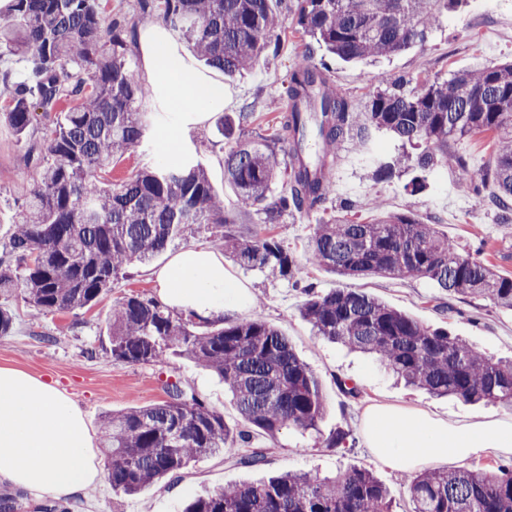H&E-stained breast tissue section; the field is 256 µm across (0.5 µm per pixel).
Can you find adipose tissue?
Masks as SVG:
<instances>
[{"mask_svg":"<svg viewBox=\"0 0 512 512\" xmlns=\"http://www.w3.org/2000/svg\"><path fill=\"white\" fill-rule=\"evenodd\" d=\"M138 49L143 76L175 116L160 126L165 150L224 109V77L199 70L160 24ZM156 280L162 302L177 312L220 318L244 308L248 287L205 247L177 253ZM362 437L388 467L414 472L449 458L512 454V418L449 421L424 410L376 403L365 408ZM93 439L81 410L61 391L24 372L0 368V482L34 497H71L99 483Z\"/></svg>","mask_w":512,"mask_h":512,"instance_id":"obj_1","label":"adipose tissue"}]
</instances>
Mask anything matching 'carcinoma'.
Returning a JSON list of instances; mask_svg holds the SVG:
<instances>
[{
	"label": "carcinoma",
	"mask_w": 512,
	"mask_h": 512,
	"mask_svg": "<svg viewBox=\"0 0 512 512\" xmlns=\"http://www.w3.org/2000/svg\"><path fill=\"white\" fill-rule=\"evenodd\" d=\"M458 0H297L304 35L346 61L390 57L424 46L442 11ZM161 12L166 25L192 44L197 56L227 76L244 71L270 47L278 26L272 0H137L132 17H114L98 0H12L0 15V56L27 63L0 116L23 137L33 114L63 101L75 106L50 128L44 154L34 159L33 198L0 256V292L18 293L40 314L91 307L130 264L148 261L192 224H209L212 243L247 269L286 278L294 260L272 236L241 235L224 211L201 162L188 155L110 184L98 172L140 145L148 129L141 104L152 92L128 59L140 19ZM362 114L327 81L308 56L296 63L288 111L278 132L251 141L234 138L253 112L225 115L224 180L240 209L277 224L290 211H317L329 200V171L341 144L358 127L392 132L416 153L375 171L423 173L435 166L465 169L448 142L490 132L496 194L478 200L512 222V62L427 79L405 88L383 82ZM288 166L280 168V154ZM286 192L275 196L279 177ZM365 221L335 214L315 225L307 242L311 264L343 276L422 277L448 295L483 298L512 310V277L442 237L435 221L411 212L392 214L378 200ZM300 316L315 336L375 357L396 378L437 396L493 405L512 412V359H495L446 330L366 294L344 288L304 289ZM112 357L127 364H164L184 357L213 372L232 393L243 427L180 384L165 385L164 400L108 414L102 448L112 490L127 495L176 476L201 458L246 449L240 461L264 465L252 433L270 439L285 429L318 431L324 400L312 369L287 336L259 319L212 323L175 314L154 298L129 295L112 303L108 323ZM412 512H512V465L425 469L406 476ZM0 512H25L20 495L0 491ZM184 512H394L388 488L372 471L350 468L334 476L285 472L223 487L187 504Z\"/></svg>",
	"instance_id": "1"
}]
</instances>
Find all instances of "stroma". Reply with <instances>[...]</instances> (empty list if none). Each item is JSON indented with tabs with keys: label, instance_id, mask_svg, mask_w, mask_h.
I'll use <instances>...</instances> for the list:
<instances>
[{
	"label": "stroma",
	"instance_id": "1",
	"mask_svg": "<svg viewBox=\"0 0 512 512\" xmlns=\"http://www.w3.org/2000/svg\"><path fill=\"white\" fill-rule=\"evenodd\" d=\"M277 14V51L261 56L249 70L224 81L226 113L234 114L249 106L254 109L251 124L236 129V137L242 139L269 135L279 127L280 113L268 110L266 103L284 100L289 75L305 54L312 64L323 68L357 112L366 111L379 78L415 86L434 77L445 78L488 62L512 59V0H461L456 9L443 15L425 46L381 59L374 65L347 62L327 54L303 35L295 12L281 8ZM48 125L42 112H35L30 134L22 139L0 120V244L8 242L22 220L23 207L34 186L33 170L26 164L25 154L30 149H42ZM217 126L213 119L204 128L190 132L184 147L204 165L225 211L238 217L239 231L249 235L258 230V218L241 214L237 192L224 180V139ZM448 149L465 160V169L451 166L428 172L425 190L413 195L407 188L410 171H397L382 181L373 179V171L401 153L402 147L383 129L362 128L339 148L334 191L324 209L285 215L271 227L272 235L295 259L292 276L274 279L259 269L247 270L231 261L226 264L252 295L250 304L236 312V319L258 317L279 327L317 376L326 405L317 432L286 429L273 442L264 434L255 433L254 446L266 451V463L259 471L241 465L238 454L224 452L205 457L180 471L177 477L146 487L134 496L113 493L109 481L104 480L88 488L84 496L72 499L71 512H182L191 498L257 478L262 472L332 474L350 466L371 470L388 487L397 512H407L409 499L403 473L379 462L359 440L364 408L376 402L391 403L442 418L471 421L493 414L494 409L454 397H436L397 383L377 363L341 345L317 340L299 315L302 286L311 285L320 291L351 288L368 294L429 327L448 330L496 358L512 357V310L495 308L480 298L448 297L424 278L349 279L335 275L307 261L305 242L314 225L328 212L348 206L362 219L378 199L388 211L410 210L421 219L435 218L440 235L479 254L499 273L512 277V223H502L497 212L482 205L464 186L466 177H479L492 170L493 138L489 133L477 132L450 141ZM164 156L157 130L149 129L142 144L115 158L101 180L110 183L128 177L157 164ZM210 243L206 228L187 230L159 256L128 267L113 281L111 292L88 309L37 316L24 302L7 297L14 313V329L10 335L0 337V368L23 371L63 390L79 405L93 433L98 432L106 413L160 401L165 396V383L171 378L193 389L223 413L227 423H236L238 414L232 396L210 371L186 359L170 366L117 362L112 358L107 336L113 301L129 294L158 297L155 271L166 266L177 252ZM341 379L355 382L359 396L350 398L341 393L337 386ZM339 429L356 436L354 448L344 451L328 447V437Z\"/></svg>",
	"mask_w": 512,
	"mask_h": 512
}]
</instances>
